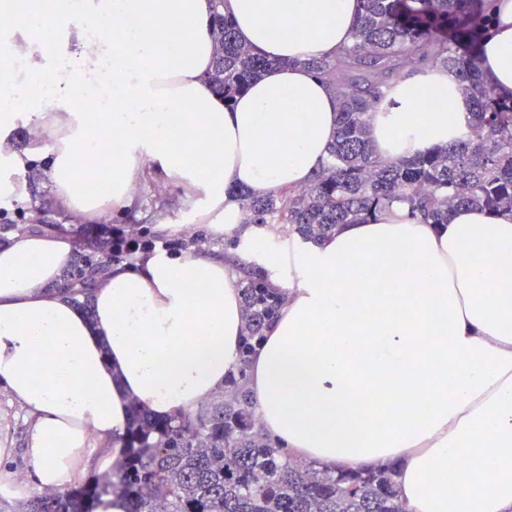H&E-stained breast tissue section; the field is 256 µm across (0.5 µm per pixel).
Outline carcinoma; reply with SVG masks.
<instances>
[{
	"mask_svg": "<svg viewBox=\"0 0 512 512\" xmlns=\"http://www.w3.org/2000/svg\"><path fill=\"white\" fill-rule=\"evenodd\" d=\"M492 0H362L352 44L333 58L306 66L337 92L341 109L328 157L305 187L258 197L233 187L248 224H281L314 243L342 224H363L396 201L425 224H446L470 207L512 211V97L481 77L475 54L492 33ZM216 53L210 81L231 106L272 62L238 43L232 21L215 13ZM458 71L474 112L464 140L408 159L377 158L369 145L367 113L419 67ZM87 249L77 255L63 288L86 313L92 290L112 264L134 265L157 244L175 255L206 251L203 234L167 238L154 224L77 229ZM238 239L216 252L238 274L245 311L240 362L224 394L195 410L156 419L136 408L116 445L123 461L105 481L63 492L34 494L20 512H95L102 496L116 495L124 512H404L392 470L333 472L301 464L266 437L247 389L248 360L278 315L284 294L269 270L236 255Z\"/></svg>",
	"mask_w": 512,
	"mask_h": 512,
	"instance_id": "cac0c4a2",
	"label": "carcinoma"
}]
</instances>
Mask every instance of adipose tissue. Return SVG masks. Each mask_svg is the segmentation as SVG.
<instances>
[{"label": "adipose tissue", "mask_w": 512, "mask_h": 512, "mask_svg": "<svg viewBox=\"0 0 512 512\" xmlns=\"http://www.w3.org/2000/svg\"><path fill=\"white\" fill-rule=\"evenodd\" d=\"M214 0H0V199L43 162L56 205L87 221L132 206L144 179L202 201L216 236L268 240L229 187L309 184L339 100L304 60L352 42L360 0H224L239 40L277 65L233 106L208 80ZM480 72L512 94V0H497ZM110 100L91 117L88 106ZM472 110L455 71L403 78L368 116L383 160L463 139ZM53 139L11 146L19 120ZM205 150L199 161L197 150ZM107 157L103 193L88 179ZM72 244L57 230L0 245V391L28 418L20 491H63L108 471L132 409L170 418L224 390L238 364L237 278L205 253L156 250L99 281L91 312L61 287ZM286 301L252 353L248 389L264 432L295 460L391 468L406 512H512V214L459 209L447 224L404 204L307 246L283 242Z\"/></svg>", "instance_id": "obj_1"}]
</instances>
